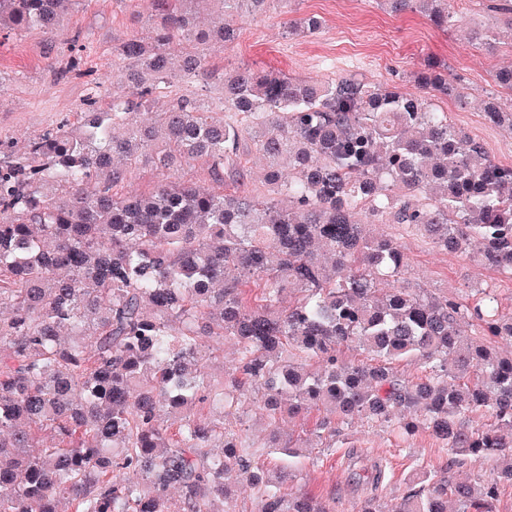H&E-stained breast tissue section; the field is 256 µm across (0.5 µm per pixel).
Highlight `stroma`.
I'll return each mask as SVG.
<instances>
[{
  "mask_svg": "<svg viewBox=\"0 0 512 512\" xmlns=\"http://www.w3.org/2000/svg\"><path fill=\"white\" fill-rule=\"evenodd\" d=\"M488 0H449L458 26L443 31L416 11L390 12L380 0H277L266 15L241 12L239 36L233 47L212 54L219 69L246 63L298 79H333L347 72L380 86L414 88V77L428 59L448 68L449 82L471 93L468 106L455 95L434 94V108L447 112L454 126L480 142L496 163L512 165V132L486 121L485 99L496 97L494 75L512 65V34L505 15L488 11ZM153 13L151 0H77L60 18L59 34L37 28L13 32L0 40V139L21 140L41 134L61 116L74 111L86 93V81L67 75V54L60 38L81 34L90 47L87 66L95 78L117 80L112 47L133 33L146 31ZM323 21L313 37L285 36V21L306 15ZM486 25L500 33L495 52L479 50L464 38L467 28ZM402 244L413 283L453 297L471 295L474 288H493L503 313H512V276L481 265L475 255L449 254L400 224L385 225ZM365 462L379 461L385 479L378 492L383 507L399 503L412 475L434 471L450 458L443 444L427 431L413 437L399 430L356 421L346 426L330 447L291 460L294 488L326 499L334 512H351L363 496L349 482V452Z\"/></svg>",
  "mask_w": 512,
  "mask_h": 512,
  "instance_id": "obj_1",
  "label": "stroma"
}]
</instances>
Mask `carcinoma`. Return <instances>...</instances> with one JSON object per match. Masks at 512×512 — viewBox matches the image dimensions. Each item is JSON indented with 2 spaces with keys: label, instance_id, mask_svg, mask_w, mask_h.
<instances>
[{
  "label": "carcinoma",
  "instance_id": "obj_1",
  "mask_svg": "<svg viewBox=\"0 0 512 512\" xmlns=\"http://www.w3.org/2000/svg\"><path fill=\"white\" fill-rule=\"evenodd\" d=\"M70 2L0 0V36L55 33ZM200 2L153 0L151 31L112 46L117 87L85 68L80 34L67 38L66 73L88 78L78 111L0 140V512H240L237 487L252 491L251 512H332L290 487L288 465L250 451L236 412L247 400L267 419L263 447L287 457L317 444L283 440L279 420L315 411L320 441L364 418L430 432L452 464L496 458L481 482L416 473L393 510L494 512L512 484V355L488 338L511 339L512 316L486 288L470 304L410 287L400 242L367 227L402 224L512 275V167L417 91L208 68L238 38L235 13L272 0H219L205 28L190 8ZM384 2L455 23L448 0ZM321 28L315 16L288 23L305 37ZM185 39L195 50L175 53ZM436 68L417 86L446 95ZM211 80L217 99L181 93ZM495 81L507 97L485 118L512 131V66ZM244 138L266 162L263 200L219 189L229 169L244 179ZM146 157L160 180L122 191ZM199 158L211 187L177 179ZM227 340L234 364L216 375ZM343 347L371 362L342 360ZM408 359L424 370L415 381L392 367ZM477 413L490 423L465 425ZM347 477L370 484L358 512H380L383 465Z\"/></svg>",
  "mask_w": 512,
  "mask_h": 512
}]
</instances>
